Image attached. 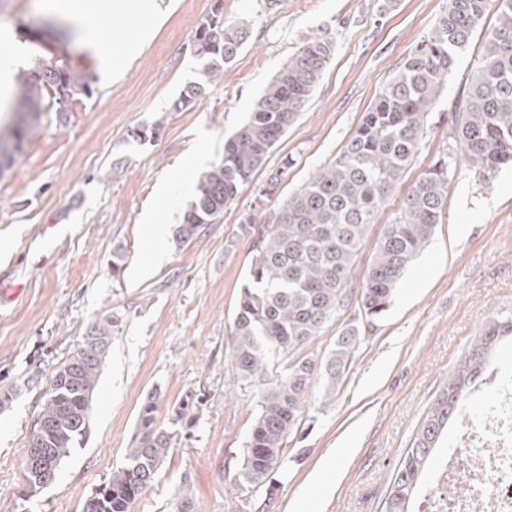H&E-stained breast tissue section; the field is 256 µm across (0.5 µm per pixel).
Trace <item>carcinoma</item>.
<instances>
[{
    "label": "carcinoma",
    "instance_id": "obj_1",
    "mask_svg": "<svg viewBox=\"0 0 512 512\" xmlns=\"http://www.w3.org/2000/svg\"><path fill=\"white\" fill-rule=\"evenodd\" d=\"M493 3L495 22L468 92L453 103L449 138L454 154L437 161L381 225L374 255L358 284L354 270L360 248L421 147L456 51L483 26ZM222 11L219 0L214 14L199 26L195 47L204 59L203 68L170 110L180 112L198 101L248 41V21L226 22ZM334 51V40L324 37L306 42L288 58L255 101L247 121L224 145L223 158L199 178L177 240L186 242L203 225L215 223L251 181L306 109ZM94 83L96 77L87 69H73L62 58L35 57L18 83L16 125L6 133L0 130V167L14 162L43 117L62 118L74 96L93 95ZM458 159L486 179L512 166V0H447L433 32L398 63L336 158L258 228L231 326L234 378L258 395V410L234 475L239 494L264 489L273 495L268 478L280 467L288 439L299 431L314 371H322L325 393L333 394L349 370L362 329L387 311L403 271L441 222L448 180ZM357 287L358 322L345 323L325 355L304 352L326 324L349 307ZM506 336L512 337V316L492 317L456 372L448 375L394 476L386 512H409L441 431L457 417L492 349ZM111 339L110 325L94 327L54 373L34 420L45 429L41 452L53 463V472L38 463L26 465L29 495L55 480L59 465L84 435ZM156 411V402L148 400L139 416L137 446L103 485L104 492L85 503L84 512H130L131 504L155 481L171 440V433L157 425Z\"/></svg>",
    "mask_w": 512,
    "mask_h": 512
}]
</instances>
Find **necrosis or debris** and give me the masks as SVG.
Masks as SVG:
<instances>
[{
    "mask_svg": "<svg viewBox=\"0 0 512 512\" xmlns=\"http://www.w3.org/2000/svg\"><path fill=\"white\" fill-rule=\"evenodd\" d=\"M476 391L493 398L432 469L418 512H512V369L489 365Z\"/></svg>",
    "mask_w": 512,
    "mask_h": 512,
    "instance_id": "obj_1",
    "label": "necrosis or debris"
}]
</instances>
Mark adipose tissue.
Returning <instances> with one entry per match:
<instances>
[{"mask_svg":"<svg viewBox=\"0 0 512 512\" xmlns=\"http://www.w3.org/2000/svg\"><path fill=\"white\" fill-rule=\"evenodd\" d=\"M50 8L74 22L83 43L96 61L97 71L104 76L122 75L130 62L150 42L159 15L156 0H50ZM112 16H134L138 22L131 28L106 36L103 21ZM26 49L13 32L0 33V112L8 111L15 76Z\"/></svg>","mask_w":512,"mask_h":512,"instance_id":"ef3b65f1","label":"adipose tissue"}]
</instances>
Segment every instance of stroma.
I'll list each match as a JSON object with an SVG mask.
<instances>
[{
    "mask_svg": "<svg viewBox=\"0 0 512 512\" xmlns=\"http://www.w3.org/2000/svg\"><path fill=\"white\" fill-rule=\"evenodd\" d=\"M215 0H162L163 22L119 80L74 96L63 121L45 122L0 174V512H82L133 445L143 403L173 438L154 483L131 512H385L401 461L450 373L488 320L512 312V169L482 180L458 165L434 234L407 267L389 310L370 330L333 395L314 376L297 436L289 438L274 493L242 496L231 478L257 411L254 389H231V326L252 259L246 220L263 221L342 149L397 64L432 33L445 0H224L225 21H248L249 42L190 108L170 106L202 67L193 41ZM43 0H0V28L28 58H67L93 69L60 25L37 30ZM336 49L304 112L251 182L213 224L185 244L176 232L194 195L183 158L207 137L209 163L247 120L265 86L305 42ZM485 29L457 51L420 150L384 211L448 154L453 102L465 95ZM161 124L154 142L136 130ZM277 191H260L274 174ZM177 188L163 245L143 216L165 210L161 184ZM464 233H457V226ZM163 258L136 281L132 270ZM111 321L112 345L87 430L55 480L26 494L32 423L56 368L94 325ZM351 447L337 477L313 481L332 449Z\"/></svg>",
    "mask_w": 512,
    "mask_h": 512,
    "instance_id": "stroma-1",
    "label": "stroma"
}]
</instances>
